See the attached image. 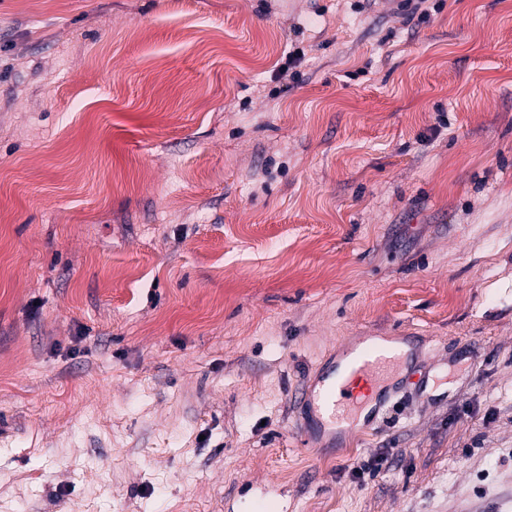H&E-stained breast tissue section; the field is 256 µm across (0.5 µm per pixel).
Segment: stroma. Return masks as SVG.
I'll return each instance as SVG.
<instances>
[{"instance_id":"stroma-1","label":"stroma","mask_w":512,"mask_h":512,"mask_svg":"<svg viewBox=\"0 0 512 512\" xmlns=\"http://www.w3.org/2000/svg\"><path fill=\"white\" fill-rule=\"evenodd\" d=\"M399 3L0 0V512H512V0ZM376 344L365 350L350 355L347 372L336 378L335 367L322 375L311 391L315 407L313 413L334 426L347 424L348 428H361L368 422L350 420L352 408L367 398L372 379L385 367L394 363ZM361 381V382H360Z\"/></svg>"}]
</instances>
